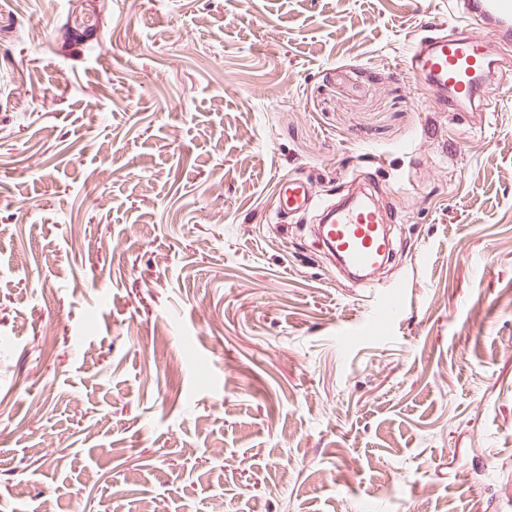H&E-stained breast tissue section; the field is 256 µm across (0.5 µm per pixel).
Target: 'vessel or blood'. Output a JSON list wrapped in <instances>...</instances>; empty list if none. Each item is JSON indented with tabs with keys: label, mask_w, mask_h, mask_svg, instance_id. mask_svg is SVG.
<instances>
[{
	"label": "vessel or blood",
	"mask_w": 512,
	"mask_h": 512,
	"mask_svg": "<svg viewBox=\"0 0 512 512\" xmlns=\"http://www.w3.org/2000/svg\"><path fill=\"white\" fill-rule=\"evenodd\" d=\"M448 13L457 22H481L483 40L472 41L441 32L419 39L409 52V72L415 84L428 87L436 101L474 103L495 95L491 76L501 65L495 56L499 44L512 40V0H448ZM281 220L318 207L306 185L296 179L277 183ZM324 217L316 226L319 243L352 268L382 263L392 250L383 231L394 223L369 200L353 198L322 207Z\"/></svg>",
	"instance_id": "b4317fda"
}]
</instances>
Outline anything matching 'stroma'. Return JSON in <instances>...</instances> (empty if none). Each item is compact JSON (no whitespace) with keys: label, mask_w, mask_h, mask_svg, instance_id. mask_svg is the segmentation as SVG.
Masks as SVG:
<instances>
[{"label":"stroma","mask_w":512,"mask_h":512,"mask_svg":"<svg viewBox=\"0 0 512 512\" xmlns=\"http://www.w3.org/2000/svg\"><path fill=\"white\" fill-rule=\"evenodd\" d=\"M448 0H0V512H512V70ZM393 321L277 220L364 172ZM448 6V14L457 22H481L486 37L472 41L439 31L419 39L409 52L413 82L428 87L439 102L489 100L499 88L493 87L491 79L502 64L495 58L496 49L512 40V1L448 0ZM279 208L281 223H288L295 215L321 206L308 192L307 186L297 179H279Z\"/></svg>","instance_id":"stroma-1"}]
</instances>
